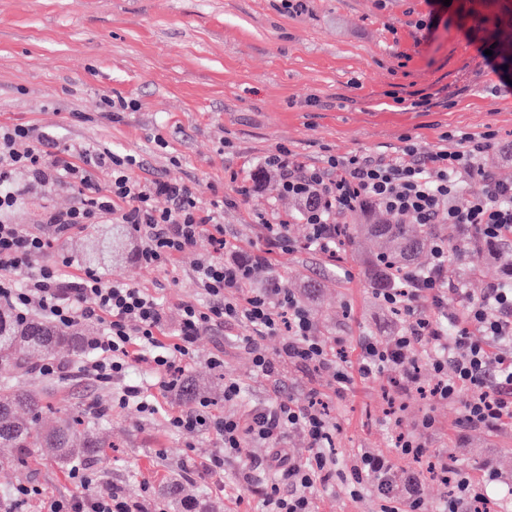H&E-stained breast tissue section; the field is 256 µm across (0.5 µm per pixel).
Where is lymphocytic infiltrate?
I'll use <instances>...</instances> for the list:
<instances>
[{
  "mask_svg": "<svg viewBox=\"0 0 512 512\" xmlns=\"http://www.w3.org/2000/svg\"><path fill=\"white\" fill-rule=\"evenodd\" d=\"M495 138L491 130L478 136L460 132L452 150L424 153L409 141L388 155H331L324 167L309 170L281 147L265 157L263 170L278 177L283 193L302 201L308 244L322 251L336 242L333 215H353L371 206L413 224L448 223L462 233L474 227L488 241L498 242L512 236V183L476 166ZM139 165L136 156L83 142L55 148L48 134L34 126H0V305L9 306L22 321L39 315L61 326L99 322L101 331L87 339L79 372L105 386L124 379L112 405L133 404L141 412L155 413L157 406L144 387L128 378L133 364L148 360L160 387L172 390L184 375V361L195 357L202 333L239 321L253 330L248 343L263 372H273L274 367L261 341L278 333L288 361L322 369L338 388L356 377L375 378L390 366L400 371L408 390L416 387L424 367L436 378L430 391L434 400L452 402L460 391H468L462 413L467 427L492 431L512 420V356L498 351L499 345L512 344V282L493 284L477 297L465 294L451 278L460 247L439 235L429 243L430 266H403L398 271L401 287L377 290L383 306L403 317L404 327L384 343L360 339L353 371L316 335L312 316L287 289L226 297L227 289L244 287L254 267L266 263V255L200 261L196 277L206 301L183 303L172 334L165 330L163 305L147 289L106 280L70 255L36 265V258L52 250L54 241L11 219L23 203L24 191L14 182L21 170L30 183L66 186L75 195L68 209L46 211L45 223L62 232L91 224L128 225L138 238L137 258L144 266L167 265L204 234L216 247H224L223 201L202 202L194 188L176 180L137 179L133 171ZM102 172L108 176L104 184L98 179ZM474 175L482 183L481 192L466 205H456L462 179ZM160 197L166 199L165 207L157 206ZM452 298L463 300L462 316L448 315ZM418 352L425 357L421 367L412 359ZM169 425L189 435L209 431L221 442L220 454L208 463L184 468L182 477L189 483L223 474L225 454L247 456L248 441L272 444L279 479L265 485L263 492L274 512H314L319 489L339 475L353 490H374L382 501L381 512H430L417 471H408L403 494L393 495L394 464L383 453L362 452L348 474H340L324 450L329 430L314 405L281 400L231 419L212 415L209 402L197 399L191 407L172 413ZM289 430L309 438L311 453L305 460H292L279 448L281 436ZM436 476L452 486L439 512H479L480 505L490 501L486 485L474 484L452 458L439 461ZM77 482L79 494L47 501L42 512H148L143 502L126 498L120 489L98 485L86 474H78Z\"/></svg>",
  "mask_w": 512,
  "mask_h": 512,
  "instance_id": "lymphocytic-infiltrate-1",
  "label": "lymphocytic infiltrate"
}]
</instances>
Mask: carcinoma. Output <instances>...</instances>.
<instances>
[{
    "instance_id": "cac0c4a2",
    "label": "carcinoma",
    "mask_w": 512,
    "mask_h": 512,
    "mask_svg": "<svg viewBox=\"0 0 512 512\" xmlns=\"http://www.w3.org/2000/svg\"><path fill=\"white\" fill-rule=\"evenodd\" d=\"M359 234L373 239L380 254L404 265L427 246L432 230L428 225L415 229L394 219L388 224H353L348 228V238ZM84 346L85 337L77 328H62L36 318L21 323L12 310H0V364L19 369L27 365L30 356L52 361L65 348L80 352ZM42 411L43 402L38 394L15 388L9 378L0 379V447L11 448L20 456L40 448L67 466L101 453L104 444L96 428L82 418L69 414L43 424L39 421Z\"/></svg>"
}]
</instances>
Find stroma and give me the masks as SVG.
I'll return each instance as SVG.
<instances>
[{"instance_id": "1", "label": "stroma", "mask_w": 512, "mask_h": 512, "mask_svg": "<svg viewBox=\"0 0 512 512\" xmlns=\"http://www.w3.org/2000/svg\"><path fill=\"white\" fill-rule=\"evenodd\" d=\"M488 0H0V125H34L60 145L86 141L131 154L146 173L196 187L203 202L225 200L224 259L245 260L267 252L263 220L285 223L291 246L268 252L254 268L248 287L288 289L310 312L320 336L340 339L346 362L358 353L359 337L388 339L400 328L375 295L366 270L374 245L360 239L349 248L323 253L309 247L300 219L301 202L284 194L274 175L256 180L265 156L285 147L304 165H323L328 156L390 153L412 137L421 151L454 149L448 135L492 130L495 149L481 154L480 168L512 181V71H504L484 22ZM434 107L415 108L419 95ZM126 101V111L109 117L104 99ZM24 188L13 221L33 233L56 236L58 251L84 259L105 232L102 224L55 235L42 224L44 209L64 210L74 202L63 186ZM247 194H240L241 186ZM208 236L176 255L163 268H147L127 241L122 256L99 264L105 279L148 289L158 297L168 326L180 306L199 299L195 267L213 258ZM452 276L469 292L512 277V243L498 242L481 253L463 250ZM252 330L231 322L205 333L185 367L211 412L236 418L253 408L292 398L317 397L331 428V451L348 470L358 451L375 450L394 459L392 492L400 494L405 470L454 456L474 480L487 468L504 481L490 485L501 498L512 483V422L489 432L461 425L462 402L435 401L405 392L400 374L385 368L375 379L354 380L335 393L324 371L289 364L281 339L265 337L262 347L273 375L255 367L246 346ZM223 353L224 366L210 356ZM64 373L43 377L34 367L16 372V383L38 392L51 413H87L90 400L107 406L94 426L108 442L90 460L99 484L115 485L132 500L154 495L171 508L172 494L203 502L206 512H268L258 488L278 478L261 441L249 445L248 461L224 458L220 479L202 478L172 491L184 460L204 464L219 449L215 435L171 430L168 418L185 403L160 388L147 363L138 369L155 399V414L136 406L116 407L111 389L79 376L80 357L61 355ZM236 379L240 399L224 398V382ZM434 428H424L425 417ZM412 436L428 450L425 460L399 458L398 436ZM251 463L254 484L242 486L240 473ZM71 467L39 449L0 472V484L34 485L38 499L17 512H40L44 500L76 494ZM372 491L352 497L346 483L322 488L315 512H380Z\"/></svg>"}]
</instances>
